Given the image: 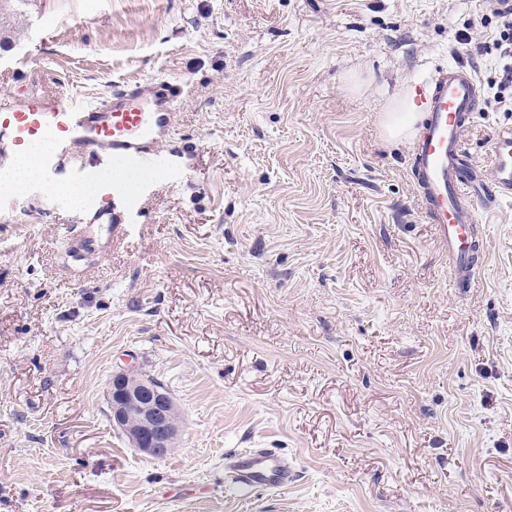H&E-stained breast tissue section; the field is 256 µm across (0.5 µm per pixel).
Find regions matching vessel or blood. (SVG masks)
<instances>
[{
    "label": "vessel or blood",
    "mask_w": 512,
    "mask_h": 512,
    "mask_svg": "<svg viewBox=\"0 0 512 512\" xmlns=\"http://www.w3.org/2000/svg\"><path fill=\"white\" fill-rule=\"evenodd\" d=\"M186 89L182 79L150 78L84 105L20 88L7 92L0 95V157L32 140L49 139L56 149L41 165L47 178L80 177L110 163H130L150 175L175 160L188 164L189 153L174 138L175 110ZM414 93L425 112L412 169L420 209L448 250L453 287L470 285L476 279L471 246L478 213L512 199V125L499 127L481 156L472 155L465 138L482 97L475 70L464 62L434 70L416 83ZM76 221L124 234L130 221L124 188L113 187L107 202L79 213ZM295 476L294 467L280 456L245 450L234 456L225 482L245 492H277L292 485Z\"/></svg>",
    "instance_id": "obj_1"
}]
</instances>
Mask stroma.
<instances>
[{"mask_svg": "<svg viewBox=\"0 0 512 512\" xmlns=\"http://www.w3.org/2000/svg\"><path fill=\"white\" fill-rule=\"evenodd\" d=\"M488 0H32L0 93L76 104L185 78L182 172L144 221L78 242L35 179L0 192V512H512V200L469 288L420 214L392 101L459 60ZM484 110L472 153L512 110ZM181 411L176 451L108 419L124 354ZM288 457L287 490L224 482ZM295 476L294 467L280 456L263 450H245L234 456L225 483L245 492H277L292 485Z\"/></svg>", "mask_w": 512, "mask_h": 512, "instance_id": "1", "label": "stroma"}]
</instances>
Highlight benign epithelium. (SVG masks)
<instances>
[{"label":"benign epithelium","mask_w":512,"mask_h":512,"mask_svg":"<svg viewBox=\"0 0 512 512\" xmlns=\"http://www.w3.org/2000/svg\"><path fill=\"white\" fill-rule=\"evenodd\" d=\"M107 397L112 425L127 436L131 447L158 459L173 452L179 429L170 412L176 401L140 370L134 357L119 365Z\"/></svg>","instance_id":"benign-epithelium-1"}]
</instances>
